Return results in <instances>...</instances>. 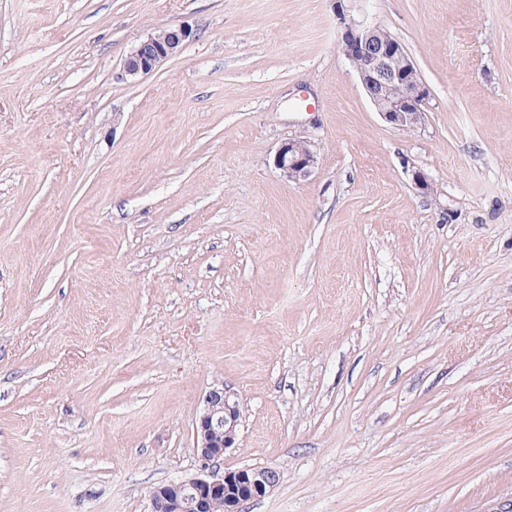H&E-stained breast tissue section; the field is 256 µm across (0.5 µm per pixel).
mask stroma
<instances>
[{
	"label": "stroma",
	"mask_w": 512,
	"mask_h": 512,
	"mask_svg": "<svg viewBox=\"0 0 512 512\" xmlns=\"http://www.w3.org/2000/svg\"><path fill=\"white\" fill-rule=\"evenodd\" d=\"M355 7L417 64L415 130L333 0H0V512H150L214 386L244 417L211 473L281 474L246 512L512 500V0ZM335 0L339 47L354 67L381 118L399 130H414L426 116L428 91L415 62L399 39L367 14L354 15ZM192 37V29L186 26L148 36L126 59V74L135 78L151 73L163 61L178 53ZM274 165L283 177L297 181L312 175L318 165V158L310 142L289 138L276 150Z\"/></svg>",
	"instance_id": "obj_1"
}]
</instances>
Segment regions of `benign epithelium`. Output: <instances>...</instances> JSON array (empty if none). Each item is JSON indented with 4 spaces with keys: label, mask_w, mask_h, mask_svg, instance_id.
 I'll use <instances>...</instances> for the list:
<instances>
[{
    "label": "benign epithelium",
    "mask_w": 512,
    "mask_h": 512,
    "mask_svg": "<svg viewBox=\"0 0 512 512\" xmlns=\"http://www.w3.org/2000/svg\"><path fill=\"white\" fill-rule=\"evenodd\" d=\"M345 2L335 0L339 47L354 67L371 104L396 129L413 130L421 126L428 91L415 62L399 39L367 14H353ZM192 37L193 31L187 26L148 36L126 59V74L135 78L151 73ZM274 165L283 177L297 181L312 175L318 158L310 142L290 138L276 150ZM412 180L421 193H437L423 171H413ZM241 421L240 402L235 395L222 388L206 393L194 436L202 466L218 462L234 447ZM279 482L278 470L258 465L226 470L220 477L181 479L151 491V512H210L220 504L224 512H243L247 502L268 495Z\"/></svg>",
    "instance_id": "benign-epithelium-1"
}]
</instances>
